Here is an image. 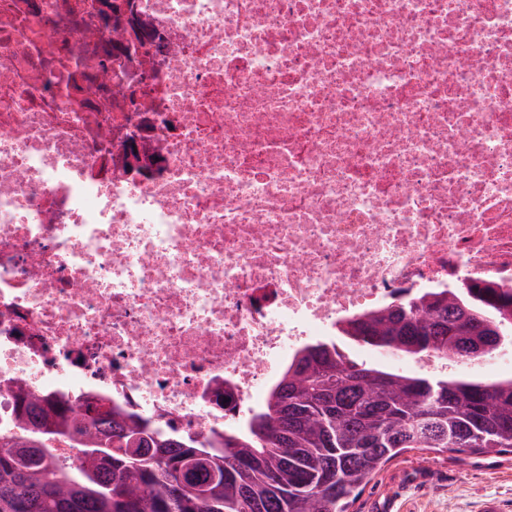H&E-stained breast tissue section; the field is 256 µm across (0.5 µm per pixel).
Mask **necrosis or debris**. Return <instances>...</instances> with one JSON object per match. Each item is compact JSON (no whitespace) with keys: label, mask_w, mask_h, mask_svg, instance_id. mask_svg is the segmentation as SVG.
Instances as JSON below:
<instances>
[{"label":"necrosis or debris","mask_w":512,"mask_h":512,"mask_svg":"<svg viewBox=\"0 0 512 512\" xmlns=\"http://www.w3.org/2000/svg\"><path fill=\"white\" fill-rule=\"evenodd\" d=\"M512 288V0H0V425L204 444L340 322Z\"/></svg>","instance_id":"necrosis-or-debris-1"}]
</instances>
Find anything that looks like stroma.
<instances>
[{"mask_svg": "<svg viewBox=\"0 0 512 512\" xmlns=\"http://www.w3.org/2000/svg\"><path fill=\"white\" fill-rule=\"evenodd\" d=\"M512 512V451H410L364 488L350 512H483L487 500Z\"/></svg>", "mask_w": 512, "mask_h": 512, "instance_id": "stroma-1", "label": "stroma"}]
</instances>
